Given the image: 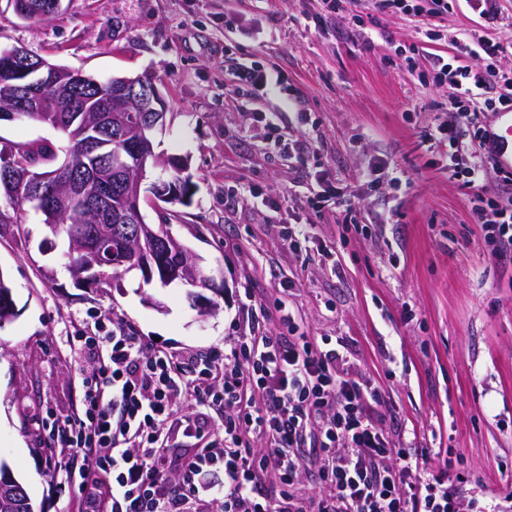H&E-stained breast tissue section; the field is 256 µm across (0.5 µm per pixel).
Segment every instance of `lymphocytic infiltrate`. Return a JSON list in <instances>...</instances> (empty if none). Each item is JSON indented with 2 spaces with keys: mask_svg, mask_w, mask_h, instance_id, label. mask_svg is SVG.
I'll list each match as a JSON object with an SVG mask.
<instances>
[{
  "mask_svg": "<svg viewBox=\"0 0 512 512\" xmlns=\"http://www.w3.org/2000/svg\"><path fill=\"white\" fill-rule=\"evenodd\" d=\"M369 9L411 12L419 34L430 36L433 16L448 0H366ZM461 63H441L427 45L412 46L409 68L420 59L438 66L434 83L448 88V117L427 135L447 146L448 174L475 191L478 223H492L512 244V208H490L477 186L493 165L484 134L461 149V129L485 112L512 102V69L501 67L502 43L459 40ZM248 90L259 103L288 101L292 89L277 68L242 67L225 97ZM72 341L93 364L82 377L72 412L55 421L47 464L65 483L92 492L75 512H461L448 472L462 458L395 443L373 408L384 392L354 376L329 343L301 332L293 309L248 304L246 330L223 357L187 358L148 348L134 328L113 324L98 335L75 325ZM221 413L211 421L208 413ZM195 439L192 448L178 438ZM263 441L264 449L253 446ZM223 470L222 489L202 479ZM316 472L324 495L303 498L295 486Z\"/></svg>",
  "mask_w": 512,
  "mask_h": 512,
  "instance_id": "f902f5d3",
  "label": "lymphocytic infiltrate"
}]
</instances>
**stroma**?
Here are the masks:
<instances>
[{
	"label": "stroma",
	"instance_id": "1",
	"mask_svg": "<svg viewBox=\"0 0 512 512\" xmlns=\"http://www.w3.org/2000/svg\"><path fill=\"white\" fill-rule=\"evenodd\" d=\"M432 24L437 52L486 33L467 0H448ZM419 39L404 13L352 5L330 16L322 0H64L46 24L0 0V48L22 45L99 80L155 78L167 120L154 141L187 161L191 190L186 203L142 211L224 273L218 308L204 316L187 287L147 285L136 272L112 288L76 287L67 239L34 211L0 226V276L17 310L0 328V461L37 512H71L80 495L46 464L52 425L91 369L68 339L71 322H125L169 351H220L250 299L288 300L306 334L338 341L416 447L460 452L462 501L512 494V249L489 260L472 189L422 144L448 91L408 70ZM244 64L287 75L294 102L272 99L277 128L254 119L248 96L225 103ZM39 139L65 143L52 127L0 121V149ZM288 139L312 147L297 155ZM395 168L404 184L392 183ZM318 171L330 192L359 197L353 215L313 208ZM292 223L306 228L308 253L285 240Z\"/></svg>",
	"mask_w": 512,
	"mask_h": 512
}]
</instances>
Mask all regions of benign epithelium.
I'll return each mask as SVG.
<instances>
[{"label":"benign epithelium","mask_w":512,"mask_h":512,"mask_svg":"<svg viewBox=\"0 0 512 512\" xmlns=\"http://www.w3.org/2000/svg\"><path fill=\"white\" fill-rule=\"evenodd\" d=\"M63 0H22L16 6L19 17L49 18L60 10ZM11 74L6 82L9 103L0 107V116L13 117L19 112H39L42 122L58 125L56 109L48 106L47 90L66 77L68 87L78 88L92 78L74 70H62L43 58L36 57L24 47H14L9 52ZM109 99L113 110L95 117L94 132L103 128L124 131L127 113L138 112L135 136L127 142L128 152L112 154V180L124 187L123 209L112 214L107 208V192L96 198L86 196V178L71 176L65 184V199L81 203L104 216L114 225L112 230L100 229L91 235L87 251L92 263L110 265L125 272L136 270L142 279L151 282L158 278L167 283L175 278L191 276L202 280L213 293L224 292V280L201 266L200 258L178 241L161 234L157 225L143 223L142 197L154 196L172 203L184 202L187 195L178 182H154L142 187L146 170L161 165L179 169L183 166L175 158L156 153L146 132L165 124L166 108L155 83L145 76L114 77L110 84Z\"/></svg>","instance_id":"benign-epithelium-1"}]
</instances>
